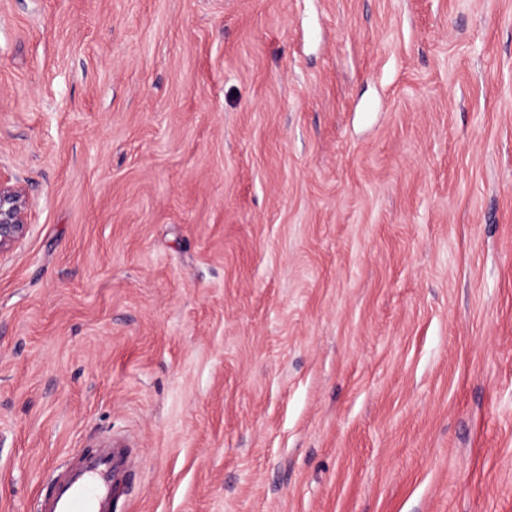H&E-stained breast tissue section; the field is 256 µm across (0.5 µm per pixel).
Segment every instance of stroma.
I'll return each instance as SVG.
<instances>
[{"instance_id":"1","label":"stroma","mask_w":512,"mask_h":512,"mask_svg":"<svg viewBox=\"0 0 512 512\" xmlns=\"http://www.w3.org/2000/svg\"><path fill=\"white\" fill-rule=\"evenodd\" d=\"M0 512H512V0H0ZM29 202L19 182L2 180L0 175V254L11 250L28 230ZM114 456L99 457L69 479H52L37 512H112Z\"/></svg>"}]
</instances>
